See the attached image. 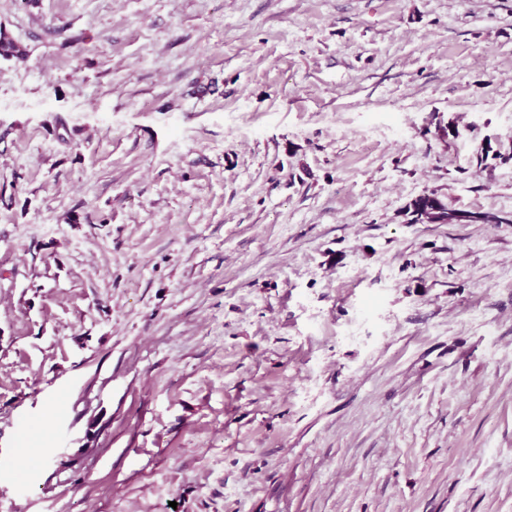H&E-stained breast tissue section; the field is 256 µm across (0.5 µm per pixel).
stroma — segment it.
Here are the masks:
<instances>
[{"label":"stroma","mask_w":512,"mask_h":512,"mask_svg":"<svg viewBox=\"0 0 512 512\" xmlns=\"http://www.w3.org/2000/svg\"><path fill=\"white\" fill-rule=\"evenodd\" d=\"M0 34V512H512V0ZM406 214L411 217L409 224L431 223V224H468V223H501L510 220L512 215L503 216L496 212L470 211L464 209L448 208L435 191L422 194L413 199L406 207Z\"/></svg>","instance_id":"35a3bbf8"}]
</instances>
